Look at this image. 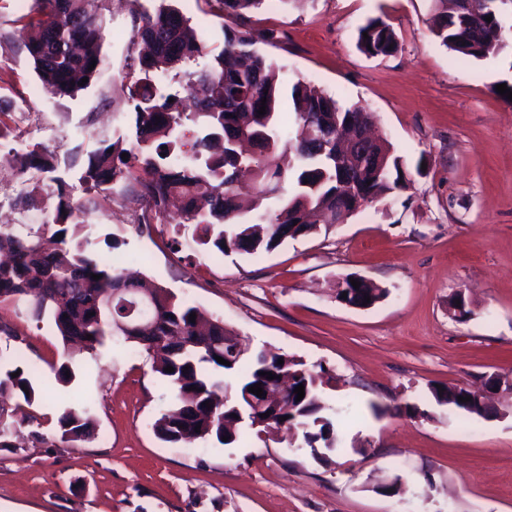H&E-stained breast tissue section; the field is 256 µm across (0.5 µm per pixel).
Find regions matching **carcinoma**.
<instances>
[{"mask_svg": "<svg viewBox=\"0 0 512 512\" xmlns=\"http://www.w3.org/2000/svg\"><path fill=\"white\" fill-rule=\"evenodd\" d=\"M214 2L234 26H224L223 47L211 56L205 41L189 34L188 19L166 0L151 12H133L130 44H142L144 49L128 52L121 83L133 104L135 147L126 151L120 137L103 141L88 155L80 180L88 192L126 182L131 197L147 203L162 223L195 225L197 244L208 251L271 252L303 231L317 228L311 216L325 224L328 215L336 214V192L346 184L331 156L336 119L359 125L371 114L357 105L344 108L323 90L302 81L291 86L289 112L279 111V69L257 48L273 40L274 32L248 25L249 14L267 0ZM430 2L435 36L459 56L482 59L505 46L499 12L493 8L496 0H487L468 17L448 10L455 0ZM34 11L22 27L33 69L46 92L72 97L87 86L82 78L91 81L102 68L103 18L88 13L84 0H34ZM462 42L468 47L464 52L457 48ZM357 46L372 57L390 56L398 42L389 24L371 19L359 29ZM204 56L208 61L203 67L187 68ZM160 72L174 73L179 90L162 93L154 83V75ZM262 105L266 114L261 116ZM125 152L126 158L122 157ZM377 152L382 154L381 164L363 167L347 196L362 192L369 204L410 187L403 160L392 145L384 141ZM32 170L54 172L52 154L42 148L30 151L19 175ZM53 182L58 204L52 223L36 228L0 224V252H7V261L0 263V301H23L38 320L50 315L65 346L78 343L92 354L107 338L116 336L145 350L174 391L173 408L152 425L164 443L182 442L187 428L197 439L224 444L225 424L235 421L233 414L244 401L246 389L273 384L275 377L288 372L294 385H304L305 396L300 401L294 396L283 399L261 431L295 430L308 448L320 449L321 460L330 461L329 453L341 446L342 438L317 397L322 376L285 354L233 357L226 366L216 360L224 356L222 346L201 357L181 342L147 343L146 335L169 336L170 327L178 336L201 341L207 337L198 330L205 328L211 336L230 340L237 334L223 320L177 299L168 289L128 277L112 258L97 253L82 220L97 207L96 198L76 200L63 179L56 177ZM94 274L99 279H93ZM119 288L144 290L159 310L161 323L147 333L122 329L126 322L120 306L123 295L111 299L112 291ZM192 313L196 314L193 323ZM168 366L174 371H164ZM267 372L273 378H267ZM75 377L73 358L65 352L55 370L56 382L67 386ZM431 395L436 403L446 400L449 408L466 417H483L481 410H471L458 400L468 396L463 387H433ZM16 399L32 406L42 401L43 392L29 371L0 359L1 448L11 446L13 431L31 423L24 417L14 419L4 406ZM57 432L63 441H91L88 406L64 407L57 417Z\"/></svg>", "mask_w": 512, "mask_h": 512, "instance_id": "cac0c4a2", "label": "carcinoma"}]
</instances>
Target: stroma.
<instances>
[{
    "label": "stroma",
    "instance_id": "35a3bbf8",
    "mask_svg": "<svg viewBox=\"0 0 512 512\" xmlns=\"http://www.w3.org/2000/svg\"><path fill=\"white\" fill-rule=\"evenodd\" d=\"M156 4L95 0L105 65L89 88L59 98L42 89L20 34L29 0H0V123L21 154L47 147L74 197L85 195L80 169L102 140L118 130L124 148L133 146L120 75L132 7ZM176 6L220 51L225 20L214 0ZM429 6L292 0L251 19L278 32L259 50L281 66L285 86L301 80L372 113L412 177L409 189L257 256H213L193 226L142 223L149 210L127 200L122 182L87 217L97 249L112 238L120 267L223 319L252 352L273 347L325 370L324 405L346 410L343 451L322 463L303 442L250 431L232 446L163 443L152 424L174 395L144 351L106 340L96 355L76 356L75 380L60 386L52 367L62 346L50 319L2 302L0 354L28 365L49 395L34 406L31 430L0 448V512H512V394L497 395L500 417L481 419L437 405L430 393L512 376V101L496 91L512 85V8L500 9L507 48L477 60L440 45ZM372 18L394 29L393 55L358 49V29ZM53 176L25 182L0 166V213L25 223L16 196L29 192L51 223ZM350 274L385 297L368 309L336 301L337 279ZM459 291L472 310L464 322L448 307ZM79 389L92 394L95 437L64 443L57 412ZM408 404L422 416H408ZM394 476L403 482L398 496L375 492Z\"/></svg>",
    "mask_w": 512,
    "mask_h": 512
}]
</instances>
